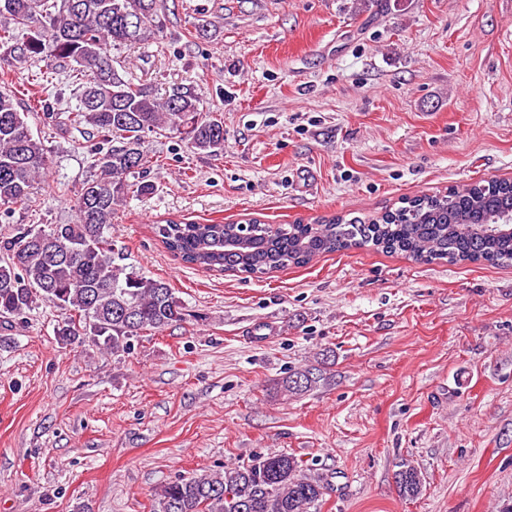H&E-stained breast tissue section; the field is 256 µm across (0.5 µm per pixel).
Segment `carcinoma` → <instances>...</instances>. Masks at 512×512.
<instances>
[{
    "mask_svg": "<svg viewBox=\"0 0 512 512\" xmlns=\"http://www.w3.org/2000/svg\"><path fill=\"white\" fill-rule=\"evenodd\" d=\"M163 0H0V15L33 32L18 48L0 28V51L40 61L74 62L87 77L79 105L69 113L75 127L102 137L95 174L76 194L74 224H15L0 236V316H19L41 303L68 312L56 334L65 345L90 338L114 354L131 348L141 332L162 331L184 320L171 286L112 261L106 234L114 205L133 189L126 183L143 168L147 134L175 133L187 148L224 153V122L200 110L190 87L175 85L163 96L148 84L124 79L110 46L136 45L152 32ZM50 166L43 142L20 112L12 92L0 90V212L31 202L37 177ZM512 182L478 181L445 194L401 200L376 218L324 217L316 224H281L257 218L249 226L173 221L156 225L165 249L183 263L211 271L269 274L300 267L335 252L369 248L416 262L512 264ZM324 380L316 368L290 369L274 390L302 396ZM399 493L418 497L420 469L403 462L395 473ZM324 479L308 474L297 458L280 453L252 457L224 470L167 483L156 492L158 512H317Z\"/></svg>",
    "mask_w": 512,
    "mask_h": 512,
    "instance_id": "carcinoma-1",
    "label": "carcinoma"
}]
</instances>
